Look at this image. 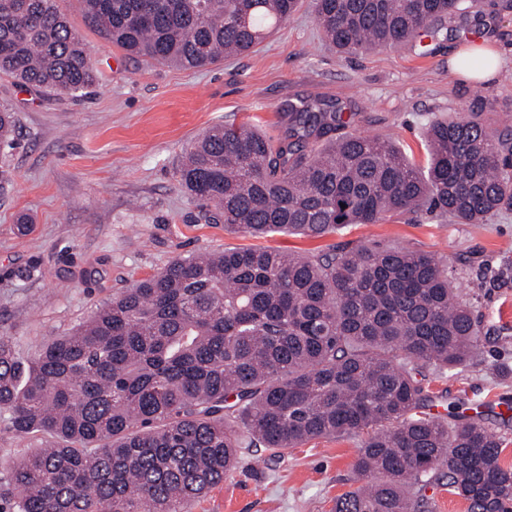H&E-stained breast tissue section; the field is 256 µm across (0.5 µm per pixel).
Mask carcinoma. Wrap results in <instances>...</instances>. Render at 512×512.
<instances>
[{
    "label": "carcinoma",
    "instance_id": "1",
    "mask_svg": "<svg viewBox=\"0 0 512 512\" xmlns=\"http://www.w3.org/2000/svg\"><path fill=\"white\" fill-rule=\"evenodd\" d=\"M62 0H0V74L52 94L97 72ZM87 24L149 60L198 69L252 51L300 0H78ZM474 0H313L339 52L436 37ZM337 101L304 100L269 137L218 126L178 176L203 218L252 237L322 238L389 214L488 224L512 209V147L475 120L435 117L426 169L388 139L351 134ZM0 107V148L15 145ZM481 329L435 255L375 244L317 256L233 248L179 256L68 335L23 356L0 334V414L44 447L0 461V512H186L245 450L282 454L364 436L361 482L332 512H431L436 482L466 512H512L506 444L435 416L425 373L466 363Z\"/></svg>",
    "mask_w": 512,
    "mask_h": 512
}]
</instances>
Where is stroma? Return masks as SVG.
Listing matches in <instances>:
<instances>
[{
    "label": "stroma",
    "instance_id": "35a3bbf8",
    "mask_svg": "<svg viewBox=\"0 0 512 512\" xmlns=\"http://www.w3.org/2000/svg\"><path fill=\"white\" fill-rule=\"evenodd\" d=\"M66 8L96 68L87 93L45 95L0 75V105L15 113L14 149L0 153V333L28 353L69 334L112 294L180 255L224 248H274L316 255L333 245L380 244L447 259L451 279L481 327L466 366L428 376L433 414L454 404L483 410L485 427L507 442L512 463V211L488 224H440L396 216L352 224L321 239L251 237L207 223L205 203L182 188L177 170L191 142L216 126L247 122L281 132L284 106L341 102L352 117L340 134L388 138L427 162L433 117L482 122L512 138V7L472 16L467 33L368 52L338 53L319 30L311 0L253 51L201 69L145 61ZM500 50L495 76L475 82L448 70L471 42ZM359 441L320 438L281 456L250 449L242 466L191 512H331L354 488Z\"/></svg>",
    "mask_w": 512,
    "mask_h": 512
}]
</instances>
